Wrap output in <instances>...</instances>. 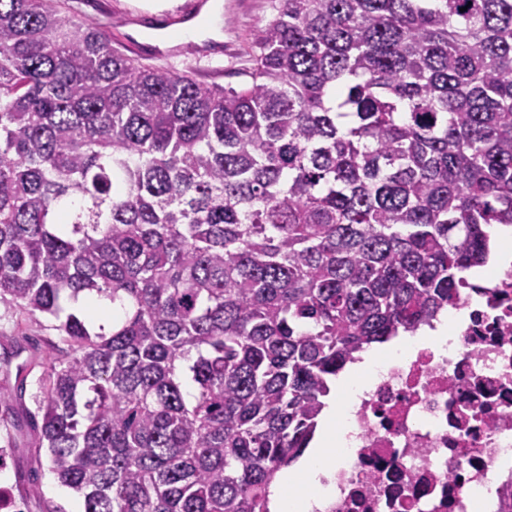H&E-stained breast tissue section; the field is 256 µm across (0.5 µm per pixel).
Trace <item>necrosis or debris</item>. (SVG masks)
I'll return each mask as SVG.
<instances>
[{
	"label": "necrosis or debris",
	"mask_w": 512,
	"mask_h": 512,
	"mask_svg": "<svg viewBox=\"0 0 512 512\" xmlns=\"http://www.w3.org/2000/svg\"><path fill=\"white\" fill-rule=\"evenodd\" d=\"M443 350L375 364L348 393L354 440L316 512H500L512 495V268L466 274Z\"/></svg>",
	"instance_id": "obj_1"
}]
</instances>
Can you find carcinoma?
<instances>
[{
	"mask_svg": "<svg viewBox=\"0 0 512 512\" xmlns=\"http://www.w3.org/2000/svg\"><path fill=\"white\" fill-rule=\"evenodd\" d=\"M255 45L222 88L0 0V308L55 320L24 416L83 512H271L512 225V0H280Z\"/></svg>",
	"mask_w": 512,
	"mask_h": 512,
	"instance_id": "cac0c4a2",
	"label": "carcinoma"
}]
</instances>
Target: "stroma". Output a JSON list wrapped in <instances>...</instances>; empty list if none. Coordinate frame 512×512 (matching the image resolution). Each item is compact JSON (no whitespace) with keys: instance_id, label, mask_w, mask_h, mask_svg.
Segmentation results:
<instances>
[{"instance_id":"stroma-1","label":"stroma","mask_w":512,"mask_h":512,"mask_svg":"<svg viewBox=\"0 0 512 512\" xmlns=\"http://www.w3.org/2000/svg\"><path fill=\"white\" fill-rule=\"evenodd\" d=\"M79 22H103L108 26L112 45L128 52L127 37H135L142 45L140 62L155 65L150 55L155 42L151 21L173 15V8L153 12L144 8L141 0H68ZM280 0H223L220 40L223 53H215L191 62L195 42L180 43V56L166 60L165 68L185 72L193 78L221 87L239 86L253 65L256 34L272 21L279 10ZM54 331L41 328L33 321L0 318V358L15 356L23 364V373H0V389L15 392L24 386V401H31L38 390L37 379L49 355V341ZM0 430V449H6V465L0 468V490L11 500L24 503L25 512H52L62 507L74 512L82 506L80 495L62 486L50 470L48 451H37L36 435L30 428L17 431L12 443H5Z\"/></svg>"}]
</instances>
